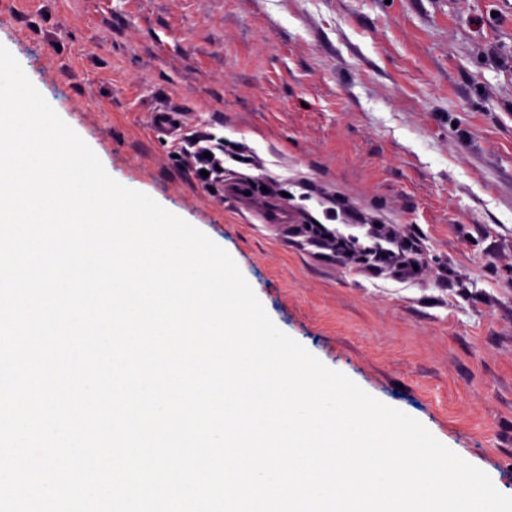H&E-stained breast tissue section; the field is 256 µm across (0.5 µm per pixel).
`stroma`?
I'll use <instances>...</instances> for the list:
<instances>
[{
  "label": "stroma",
  "mask_w": 512,
  "mask_h": 512,
  "mask_svg": "<svg viewBox=\"0 0 512 512\" xmlns=\"http://www.w3.org/2000/svg\"><path fill=\"white\" fill-rule=\"evenodd\" d=\"M0 44L282 332L512 496V0H0ZM318 230L411 251L373 269ZM213 140L207 139L203 140L195 136L194 134L186 135L184 142L191 144V147H195V151L192 153V157L196 160V162L203 163L206 166H210L209 170H215L216 166H219L220 169L222 168L223 161L218 158L217 152L222 153L224 155V145L221 142H218L217 144L209 145V146H202L200 145L201 142H211ZM209 152L211 154L210 158H205L204 153ZM218 172V171H217Z\"/></svg>",
  "instance_id": "35a3bbf8"
}]
</instances>
